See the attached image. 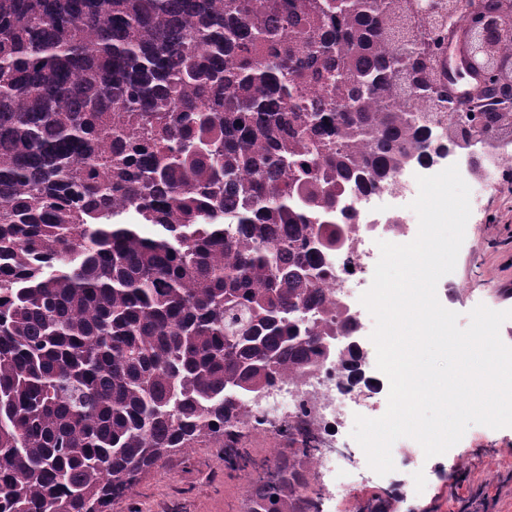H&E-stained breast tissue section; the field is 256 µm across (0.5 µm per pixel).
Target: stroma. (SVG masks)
<instances>
[{"instance_id": "stroma-1", "label": "stroma", "mask_w": 512, "mask_h": 512, "mask_svg": "<svg viewBox=\"0 0 512 512\" xmlns=\"http://www.w3.org/2000/svg\"><path fill=\"white\" fill-rule=\"evenodd\" d=\"M487 197L484 208L470 215L454 271L441 279L449 288L444 306L459 313L463 327L477 305L512 310V187L498 183ZM240 444L251 467L227 468L220 448H189L165 456L143 474L113 512H244L254 464L273 457L283 442L271 433L252 432ZM509 471L512 427L473 425L445 454L419 459L413 480L424 485L421 495L399 498L396 470L384 476L368 468L355 470L339 499L322 495L335 482V473L321 469L311 473L310 481L322 495V512H343L346 501L359 507L373 500L397 512H459L462 500L480 486L497 494L495 512H512V484L499 483L500 475Z\"/></svg>"}]
</instances>
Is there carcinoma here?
Wrapping results in <instances>:
<instances>
[{
    "instance_id": "obj_1",
    "label": "carcinoma",
    "mask_w": 512,
    "mask_h": 512,
    "mask_svg": "<svg viewBox=\"0 0 512 512\" xmlns=\"http://www.w3.org/2000/svg\"><path fill=\"white\" fill-rule=\"evenodd\" d=\"M414 0H0V512H110L187 448L241 461L248 395L338 337L349 195L462 150L436 139ZM512 60V31L492 30ZM293 447L246 512H318Z\"/></svg>"
}]
</instances>
